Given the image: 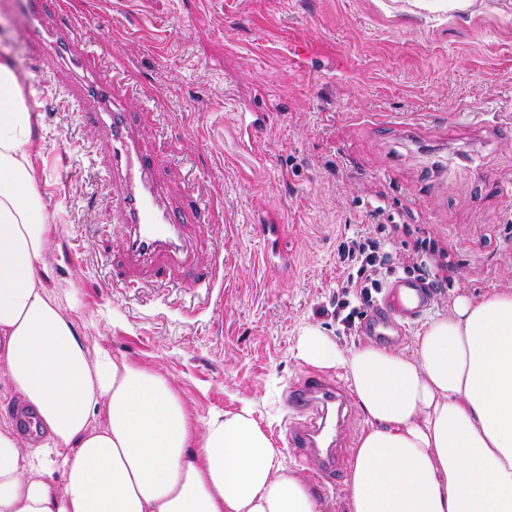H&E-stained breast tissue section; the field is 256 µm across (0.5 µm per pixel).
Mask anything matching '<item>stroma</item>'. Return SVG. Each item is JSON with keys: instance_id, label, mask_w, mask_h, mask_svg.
I'll return each instance as SVG.
<instances>
[{"instance_id": "stroma-1", "label": "stroma", "mask_w": 512, "mask_h": 512, "mask_svg": "<svg viewBox=\"0 0 512 512\" xmlns=\"http://www.w3.org/2000/svg\"><path fill=\"white\" fill-rule=\"evenodd\" d=\"M103 70L127 68L131 103L158 112L147 140L173 164L172 200L192 192L213 220L190 225L212 289L182 273L114 286L122 216L96 121L72 110L69 74L34 57L16 0H0V59L34 114L27 150L52 216L46 282L67 289L90 348L161 368L203 420L249 409L282 464L344 512L345 481L322 480L286 439L289 385L311 367L301 330L369 344L336 321L338 245L366 227L422 224L457 270L406 328L462 295L512 290V0H66ZM265 112L256 152L235 112ZM383 208L371 216L372 204ZM284 226L272 250L256 227Z\"/></svg>"}]
</instances>
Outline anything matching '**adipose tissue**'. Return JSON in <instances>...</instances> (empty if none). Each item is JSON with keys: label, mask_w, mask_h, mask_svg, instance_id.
I'll return each instance as SVG.
<instances>
[{"label": "adipose tissue", "mask_w": 512, "mask_h": 512, "mask_svg": "<svg viewBox=\"0 0 512 512\" xmlns=\"http://www.w3.org/2000/svg\"><path fill=\"white\" fill-rule=\"evenodd\" d=\"M32 121L0 63V380L39 429L0 428V512H322L249 411L200 421L161 369L90 349L43 280ZM296 356L344 370L366 416L346 512H512V291L459 297L409 356L314 326Z\"/></svg>", "instance_id": "obj_1"}]
</instances>
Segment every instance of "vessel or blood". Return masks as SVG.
<instances>
[{
  "label": "vessel or blood",
  "mask_w": 512,
  "mask_h": 512,
  "mask_svg": "<svg viewBox=\"0 0 512 512\" xmlns=\"http://www.w3.org/2000/svg\"><path fill=\"white\" fill-rule=\"evenodd\" d=\"M22 6L31 18L34 52L43 65L69 62L83 69L72 93L77 108L85 110L105 103L110 106L105 138L114 196L125 225V268L162 279L174 269L193 267L185 228L210 216L207 202L192 194L177 203L169 200L163 162L143 136L139 112L121 92L120 81L103 76L93 52L78 43L75 24L68 18L62 0H22ZM266 121V115L257 112L240 115L243 142H256ZM431 300V292L417 281L396 279L368 317L363 332L387 344L398 343L405 324L421 317ZM348 400L344 388L312 373L288 389V403L297 417L288 443L312 459L324 478L338 473L334 446L340 437V424L336 414Z\"/></svg>",
  "instance_id": "1"
}]
</instances>
